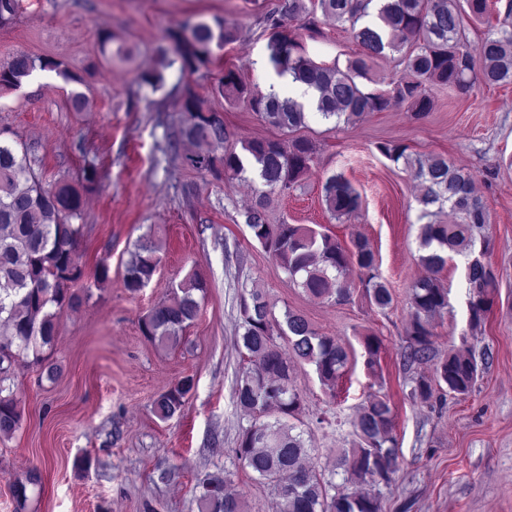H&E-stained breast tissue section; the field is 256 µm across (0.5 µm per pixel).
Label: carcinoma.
I'll return each mask as SVG.
<instances>
[{
    "label": "carcinoma",
    "instance_id": "1",
    "mask_svg": "<svg viewBox=\"0 0 512 512\" xmlns=\"http://www.w3.org/2000/svg\"><path fill=\"white\" fill-rule=\"evenodd\" d=\"M374 0H279L263 16L270 30L268 62L277 76L291 74L293 81L316 92L313 109L321 118L350 122L369 112L387 110L392 101L409 104L414 116L423 118L433 108L428 94L431 85H448L462 93L476 85L494 87L512 83V7L505 11L501 27L487 34L472 54L466 30L472 23L489 20L496 4L490 0H385L371 11ZM20 0H0V28L16 19ZM349 24L360 53L346 68L317 63L304 56L296 30L319 33L320 17ZM238 30L220 18L213 23H187L168 33L169 46L159 51L160 68L140 75L154 91L164 85L162 69L180 64L193 73L211 61L212 47L235 41ZM388 52L402 57L406 74L394 82L392 93L364 92L358 79L366 75L367 60ZM62 74L75 83L81 78L66 72L61 63L19 53L0 64V95L19 88L36 70ZM219 95L229 94L246 101L263 122L292 133L305 124L306 105L291 96H279L275 85L265 90L245 83L233 70L224 72L218 83ZM188 121L179 129V139L195 147L188 164L199 171L223 170L238 177L253 171L260 180L255 197L244 211V223L275 263L313 297L343 304L352 298L347 274L353 267L361 272L360 284L369 303L380 310L389 308L392 293L380 281L374 252L357 236L351 246L336 237L302 224H271L267 208L272 197L282 195L307 176L315 151L311 142L294 139L286 145L278 139L241 141V151L226 147L232 133L224 123V113L205 105L188 89L181 101ZM222 155H217L218 150ZM378 150L386 158L404 162L419 186L422 207L418 260L426 275L408 290L410 304L406 327L408 339L404 358L422 362L433 352L432 320L448 312V289L439 274L448 262L447 254L465 259L469 286V326L478 331L485 326L496 279L486 256L491 240L480 236L489 222L485 203L473 191L474 174L454 166L443 155L412 156L408 146L384 142ZM35 160L26 146L3 137L0 131V440L11 438L20 429L23 413L13 390L16 368L22 363L40 367L52 380L58 373L45 350L52 348L56 320L66 309L80 306L75 284L84 277L78 249L82 238L84 193L99 187L101 174L94 165L81 171L80 185L67 180L44 184L34 169ZM322 200L335 219L349 217L361 205L360 194L340 175L329 176L322 185ZM455 220H433L443 208ZM161 258L155 242H141L126 269L125 288L135 293L153 278ZM204 285L195 278L172 290L168 300L151 308L141 319L140 330L151 343L174 344L183 330L200 315L195 292ZM240 340L243 367L236 385L240 408L251 417L239 434L237 454L243 465L259 480L271 486L278 512H383L380 487L391 483L398 469L397 441L389 402L370 396L354 422L356 440L343 453L338 466L350 481L370 486L361 493L350 492L324 478L310 462V449L303 433L287 422L300 406L292 385L288 359L315 366L323 385L333 388L348 363V353L335 338L317 333L300 313L287 309L284 323L271 318L270 304L258 289L240 303ZM288 335V353L276 338ZM366 366L374 370L380 350L377 336L362 337ZM490 358L483 351L476 358L462 345L435 364V382L425 377L413 379L410 396L423 402L433 397L432 384L445 385L448 393L465 395L478 381ZM193 387L189 377L161 393L153 403L162 419L180 413ZM228 476L203 481L219 491L196 497L198 512H243L240 498L220 490ZM38 467L27 481L13 486L19 501L27 499L28 488L41 486Z\"/></svg>",
    "mask_w": 512,
    "mask_h": 512
}]
</instances>
